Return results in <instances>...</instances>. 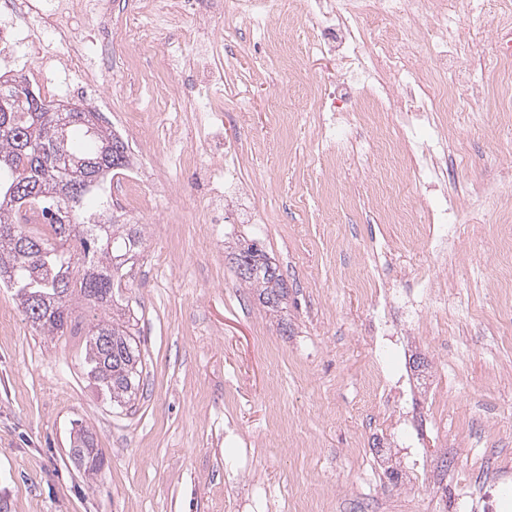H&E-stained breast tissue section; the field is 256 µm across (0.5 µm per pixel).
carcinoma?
Wrapping results in <instances>:
<instances>
[{
    "label": "carcinoma",
    "mask_w": 512,
    "mask_h": 512,
    "mask_svg": "<svg viewBox=\"0 0 512 512\" xmlns=\"http://www.w3.org/2000/svg\"><path fill=\"white\" fill-rule=\"evenodd\" d=\"M27 91L29 86L22 80L6 87L0 84V107L8 108L0 111V286L14 290L25 312L33 296H42L43 307L31 322L47 335L65 334L76 300L99 311L83 340L85 374L104 399L125 405L136 395L142 360L134 324L120 298L121 258H132L142 237L138 229L111 220L107 202L89 203V197L103 188L104 178L117 174L112 169V145L118 136L98 123L99 113L89 108L61 111L49 104L37 116L24 112L14 96ZM81 117L96 120L95 132L78 122ZM84 159L91 166L104 160L105 169L78 200L71 201L65 189L89 173L76 164ZM16 181L39 186L40 195L29 203L38 205L53 240L32 236L24 244V231L10 234L21 206L10 194ZM232 261L237 268L252 265L250 274L238 278L256 290L263 306L279 311L288 287L266 250L254 241ZM71 453L88 475L103 466L102 449L83 426Z\"/></svg>",
    "instance_id": "cac0c4a2"
}]
</instances>
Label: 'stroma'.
<instances>
[{"label":"stroma","instance_id":"stroma-1","mask_svg":"<svg viewBox=\"0 0 512 512\" xmlns=\"http://www.w3.org/2000/svg\"><path fill=\"white\" fill-rule=\"evenodd\" d=\"M512 0H461L449 47L463 81L426 75L455 106L436 115L447 135L445 196L476 204L461 217L456 250L438 252L443 225L426 223L423 190L395 156L375 176L376 153L395 126L348 115L323 172L314 107L335 82L334 60L288 58L313 38L305 22L278 57L262 54L247 25L225 24L224 148L257 192L264 221L208 224L205 171L184 168L209 132L193 113L162 104L155 58L132 53L126 87L104 78L110 124L136 98L147 139L134 166L176 189L132 214L143 237L126 265L122 297L137 326L143 372L133 406L89 385L83 338L93 313L73 304L62 336L36 331L0 287V512H459L443 496V468L512 512V66L496 56L512 41L500 20ZM249 109L237 111V96ZM256 241L288 286L279 317L238 279L230 252ZM448 269L444 297L422 291L419 330L376 355L374 317L356 279L415 272L426 284ZM405 374L408 396L368 384ZM93 432L104 463L80 471L69 448L74 422ZM416 445L429 477L403 476Z\"/></svg>","mask_w":512,"mask_h":512}]
</instances>
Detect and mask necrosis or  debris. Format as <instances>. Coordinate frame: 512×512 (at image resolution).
Instances as JSON below:
<instances>
[{
	"instance_id": "necrosis-or-debris-1",
	"label": "necrosis or debris",
	"mask_w": 512,
	"mask_h": 512,
	"mask_svg": "<svg viewBox=\"0 0 512 512\" xmlns=\"http://www.w3.org/2000/svg\"><path fill=\"white\" fill-rule=\"evenodd\" d=\"M209 2L214 13L225 21H240L258 35L269 51H276L290 21L275 16L272 0H175L176 18L197 13L201 2ZM301 16L320 35L319 47L336 57L343 72L333 91L324 94L317 109L323 117L318 131L323 140L333 142L337 112H357L363 101H370L378 117L395 111L399 100L408 107L402 120L407 135L391 142L389 154L407 152L413 156V174L423 183L437 182L435 159L440 138L430 128L432 113L442 111L439 97L432 95L421 77V65L416 60L414 43L405 41H375L368 39L362 24L363 16L373 11L396 13L408 23L419 24L429 19L425 32L432 42L429 64L447 71L449 79L457 72L448 55L451 32V0H299ZM9 20L0 23V65H24L28 77L38 92L51 91L47 73H64L68 90H77L99 111H111L100 82V73L91 62L83 41L75 38L79 24L92 20L98 42L112 36L131 45L137 51L158 52L163 71L174 75L169 87L171 101L183 102L194 111L204 113L216 133L209 142L206 155L185 158V165L212 168L223 177L224 184L242 190L237 167L220 166L218 159L224 144V69L215 62L218 37L212 28L189 26L164 43H157L154 30L140 20L113 22L111 0H58L53 11L41 8V0H5L0 5ZM49 30L54 41H44L41 33Z\"/></svg>"
}]
</instances>
